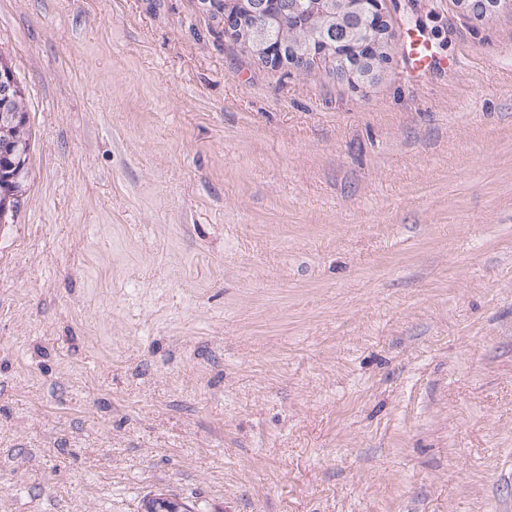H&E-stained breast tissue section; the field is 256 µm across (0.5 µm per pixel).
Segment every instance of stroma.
I'll use <instances>...</instances> for the list:
<instances>
[{
  "label": "stroma",
  "mask_w": 512,
  "mask_h": 512,
  "mask_svg": "<svg viewBox=\"0 0 512 512\" xmlns=\"http://www.w3.org/2000/svg\"><path fill=\"white\" fill-rule=\"evenodd\" d=\"M386 9L356 91L223 0H0V512H512V13ZM262 5L258 2H253L251 9L248 11V23L245 24V27L247 28V37L244 45L251 50L254 55L258 58V56L261 57V61L263 64H266L267 66L271 68L276 69H294V64L296 60H293L292 57L288 58V62L283 56L282 53H280L278 56L274 57L273 52H267L264 53L263 50L265 49V32L266 29L263 27L261 22V13H262ZM251 17H255L254 25L252 24ZM250 29H252V34L250 33ZM26 107L25 93L12 66L0 60V216L2 220L20 200L21 188L26 178L24 166L27 162L29 139Z\"/></svg>",
  "instance_id": "1"
}]
</instances>
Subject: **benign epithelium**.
Instances as JSON below:
<instances>
[{"label":"benign epithelium","mask_w":512,"mask_h":512,"mask_svg":"<svg viewBox=\"0 0 512 512\" xmlns=\"http://www.w3.org/2000/svg\"><path fill=\"white\" fill-rule=\"evenodd\" d=\"M457 7L470 19L483 22L501 13H512V0H455ZM348 11L359 21L366 22L371 34L364 36L360 26L350 29L345 49H336V77L355 89L377 82L391 61V56L379 55L377 48L389 41L390 23L385 0H343ZM262 5L255 2L246 23L251 30L245 46L271 68L292 69L295 60L283 55L264 52L265 32L261 22ZM29 129L25 93L12 66L0 60V216L4 217L21 197L18 173L27 162Z\"/></svg>","instance_id":"obj_1"}]
</instances>
